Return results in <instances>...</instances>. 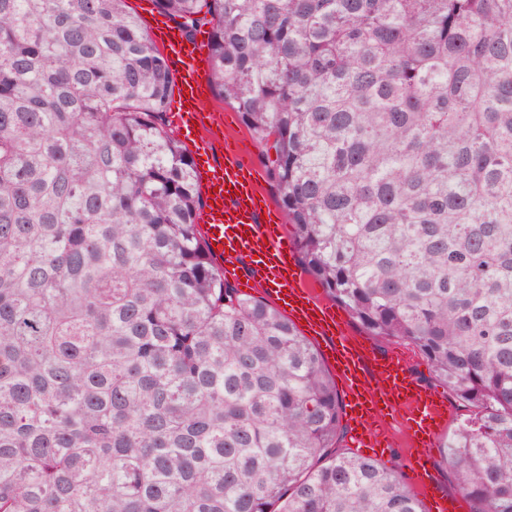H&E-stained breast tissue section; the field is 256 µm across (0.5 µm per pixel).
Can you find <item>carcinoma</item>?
<instances>
[{
	"instance_id": "1",
	"label": "carcinoma",
	"mask_w": 512,
	"mask_h": 512,
	"mask_svg": "<svg viewBox=\"0 0 512 512\" xmlns=\"http://www.w3.org/2000/svg\"><path fill=\"white\" fill-rule=\"evenodd\" d=\"M155 2L211 25L326 298L468 411L470 512H512V0ZM174 83L127 0H0V512H425L206 251Z\"/></svg>"
}]
</instances>
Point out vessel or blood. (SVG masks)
I'll return each instance as SVG.
<instances>
[{"label": "vessel or blood", "instance_id": "obj_1", "mask_svg": "<svg viewBox=\"0 0 512 512\" xmlns=\"http://www.w3.org/2000/svg\"><path fill=\"white\" fill-rule=\"evenodd\" d=\"M156 37L177 78L176 124L187 131L200 127L204 135L191 140L190 150L208 155L223 115L203 109L212 95L204 44L167 20L157 26ZM254 169L252 151L240 143L226 146L223 163L208 165L204 205L196 215L208 252L225 259L226 280L246 291L264 286L291 322L324 340L344 397L352 447L387 446L390 426H401L403 464L432 512H458L459 497L443 492L431 472L432 449L447 417L445 396L420 383L402 349L377 352L342 328L334 303L316 295L299 272L293 242L262 220L267 199Z\"/></svg>", "mask_w": 512, "mask_h": 512}]
</instances>
